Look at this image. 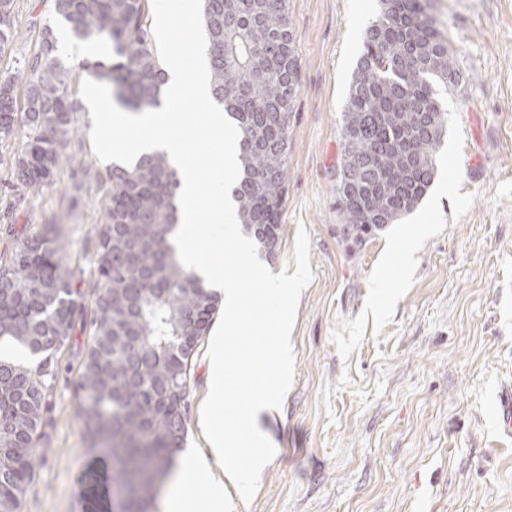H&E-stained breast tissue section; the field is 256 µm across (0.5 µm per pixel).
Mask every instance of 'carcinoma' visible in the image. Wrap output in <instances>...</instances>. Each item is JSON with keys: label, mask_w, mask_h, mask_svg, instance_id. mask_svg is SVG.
I'll return each instance as SVG.
<instances>
[{"label": "carcinoma", "mask_w": 512, "mask_h": 512, "mask_svg": "<svg viewBox=\"0 0 512 512\" xmlns=\"http://www.w3.org/2000/svg\"><path fill=\"white\" fill-rule=\"evenodd\" d=\"M81 42L104 44L111 62L86 69L127 107H159L165 72L156 61L148 0H53ZM214 98L239 129L240 176L233 191L242 229L257 239L284 203L291 106L299 58L288 0H203ZM14 0H0V52L14 40ZM461 78L427 0H379L350 82L341 126L336 192L345 238L354 245L413 212L438 173L445 112L438 87ZM25 86L24 102L17 87ZM76 103L54 30L42 29L28 63L0 80V140L24 130L12 191L23 199L54 183L62 148L75 132ZM109 204L96 245L93 341L77 380L91 448L112 461L126 512H142L160 487L149 471L171 466L168 448L185 432L173 372L192 361L182 337L208 331L218 297L178 259V172L146 154L107 170ZM44 225L0 260V339L33 367L0 357V512H20L31 478L48 376L81 311L62 247Z\"/></svg>", "instance_id": "carcinoma-1"}]
</instances>
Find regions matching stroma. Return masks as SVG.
I'll return each mask as SVG.
<instances>
[{
    "label": "stroma",
    "instance_id": "1",
    "mask_svg": "<svg viewBox=\"0 0 512 512\" xmlns=\"http://www.w3.org/2000/svg\"><path fill=\"white\" fill-rule=\"evenodd\" d=\"M300 60L292 103L279 248L293 265L298 226L311 282L291 334L294 378L280 409L258 415L276 454L234 512H512V442L486 406L512 381V0H429L465 80L440 99L448 127L419 206L351 247L336 207L341 114L378 0H290ZM0 77L55 25L52 0H15ZM55 183L9 188L18 139L0 141V255L57 231L84 313L58 350L21 512H87L95 496L76 380L92 342L93 258L108 205L109 162L95 155L78 101ZM206 344L190 370L186 444H200Z\"/></svg>",
    "mask_w": 512,
    "mask_h": 512
}]
</instances>
